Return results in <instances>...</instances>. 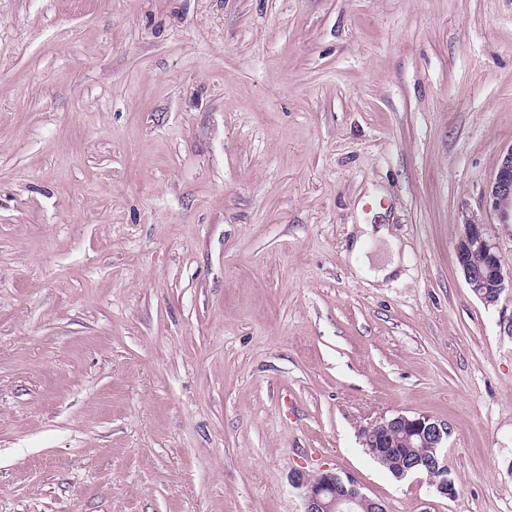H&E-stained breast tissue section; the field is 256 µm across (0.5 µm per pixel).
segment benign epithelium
<instances>
[{"mask_svg":"<svg viewBox=\"0 0 512 512\" xmlns=\"http://www.w3.org/2000/svg\"><path fill=\"white\" fill-rule=\"evenodd\" d=\"M485 206L504 222L512 219V148L502 155L485 194ZM476 254L483 257L479 264L473 261ZM455 259L474 295L487 307L498 303L505 290V274L501 255L488 235L486 224L476 218L465 221ZM448 436V423L427 415H397L362 432L364 448L377 460L390 455L389 448L396 439L403 440L407 448L432 449V455L423 461L411 454L400 457L394 477L402 479L424 472L437 491L451 499L456 495V488L448 480L447 455L442 452ZM295 485L302 489L303 512H386L382 502L363 494L352 477H343L327 468L313 475L297 472Z\"/></svg>","mask_w":512,"mask_h":512,"instance_id":"7a95c632","label":"benign epithelium"}]
</instances>
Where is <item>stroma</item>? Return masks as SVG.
Returning a JSON list of instances; mask_svg holds the SVG:
<instances>
[{"instance_id":"35a3bbf8","label":"stroma","mask_w":512,"mask_h":512,"mask_svg":"<svg viewBox=\"0 0 512 512\" xmlns=\"http://www.w3.org/2000/svg\"><path fill=\"white\" fill-rule=\"evenodd\" d=\"M512 0H0V512H512ZM406 247L368 283L371 190ZM450 427L449 499L361 443ZM485 206L497 213L503 224L512 223V147L502 155L485 194ZM464 225V235L455 249L456 263L474 295L485 306L495 305L505 290L501 255L488 235L487 224L470 218ZM476 254L483 257L479 264L473 261ZM359 228L357 239L353 248V267L362 276L371 281H384L388 276H392L396 272L398 266V245L394 243L389 233V224H357ZM378 225V226H376ZM373 239H386L392 242L394 247L393 260L386 263L379 269L371 270L368 259L363 254L364 246ZM294 483L302 489V512H386L382 502L363 494L352 477L327 468L314 475L298 471Z\"/></svg>"}]
</instances>
